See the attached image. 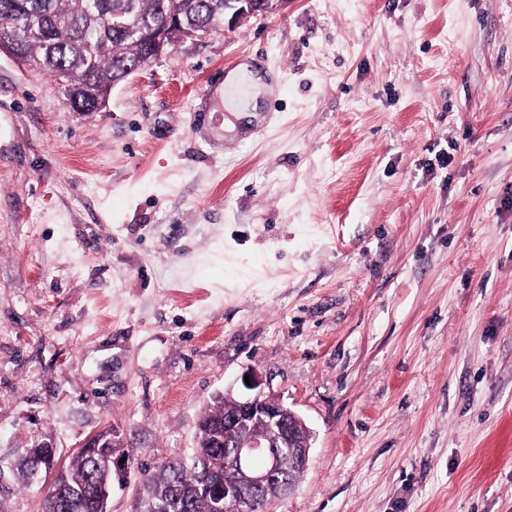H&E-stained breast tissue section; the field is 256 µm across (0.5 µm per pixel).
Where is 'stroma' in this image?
<instances>
[{
  "instance_id": "1",
  "label": "stroma",
  "mask_w": 512,
  "mask_h": 512,
  "mask_svg": "<svg viewBox=\"0 0 512 512\" xmlns=\"http://www.w3.org/2000/svg\"><path fill=\"white\" fill-rule=\"evenodd\" d=\"M249 369L314 433L270 512H512V0H273L96 112L0 54V512L38 443L191 455ZM245 84L249 88L248 94L243 99H237L232 96L237 86ZM225 86L228 89L224 94V107L229 112L236 113L239 117L245 112H258L259 100L265 96L270 89V85L256 73L250 70L248 64L240 65L236 70L230 72L225 80ZM229 112L224 113V120Z\"/></svg>"
}]
</instances>
